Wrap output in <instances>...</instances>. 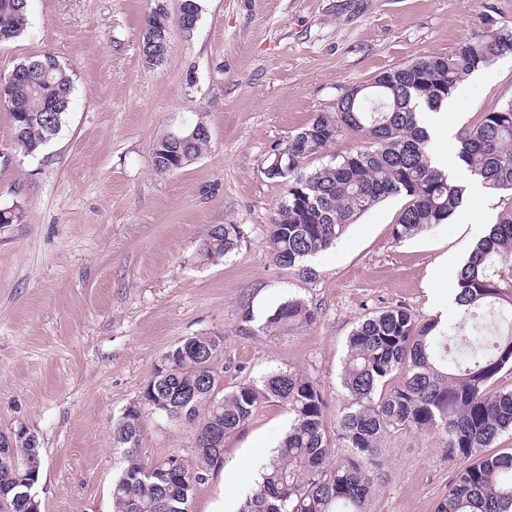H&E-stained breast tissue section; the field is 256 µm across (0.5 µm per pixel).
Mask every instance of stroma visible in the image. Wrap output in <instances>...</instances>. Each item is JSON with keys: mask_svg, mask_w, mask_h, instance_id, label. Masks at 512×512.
<instances>
[{"mask_svg": "<svg viewBox=\"0 0 512 512\" xmlns=\"http://www.w3.org/2000/svg\"><path fill=\"white\" fill-rule=\"evenodd\" d=\"M154 6L29 0L25 32L0 43V76L50 55L74 81L65 126L36 155L16 148L0 105V210L20 215L0 224V430L37 437L41 512H112L124 464L112 425L159 356L190 336L223 337L225 390L298 369L318 382L335 421L355 325L399 304L452 321L458 271L512 204L510 192L480 189L448 223L397 243L403 200L388 198L313 258L311 282L274 265L263 244L284 196L265 171L299 127L333 111L345 88L449 52L483 18L512 27V0H200L193 33L171 25L168 56L150 66L141 44ZM507 100L512 53L462 79L448 122L427 115L441 169L470 181L461 137ZM197 121L209 128L207 150L176 173L157 172L154 140ZM215 224L241 225L245 239L211 264L199 248ZM291 297L317 307V322L263 334ZM289 421L267 403L226 438L190 512H237ZM193 442V425L153 414L141 448L149 459H188ZM384 454L366 512H433L459 467L436 436L414 431L388 438Z\"/></svg>", "mask_w": 512, "mask_h": 512, "instance_id": "35a3bbf8", "label": "stroma"}]
</instances>
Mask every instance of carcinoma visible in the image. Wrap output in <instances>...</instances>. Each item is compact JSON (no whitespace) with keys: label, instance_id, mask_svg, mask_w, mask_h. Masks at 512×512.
Masks as SVG:
<instances>
[{"label":"carcinoma","instance_id":"cac0c4a2","mask_svg":"<svg viewBox=\"0 0 512 512\" xmlns=\"http://www.w3.org/2000/svg\"><path fill=\"white\" fill-rule=\"evenodd\" d=\"M0 0V42L26 28L28 0ZM512 52V29L486 28L458 41L444 54L429 55L376 74L363 88H347L332 112H319L288 141V160L271 163L265 174L285 184V195L264 244L273 262L306 280L316 279L311 258L331 247L364 213L393 196L405 204L393 225L402 242L445 224L462 206L466 187L432 166L429 135L418 126L419 105L436 111L461 79ZM50 56L19 64L21 76L0 80L14 143L26 155L43 150L65 123L73 79ZM344 137L356 145L330 148ZM169 134L153 143L156 171L180 170L197 160L210 139L173 148ZM320 159L312 170L307 162ZM460 161L485 187L512 192V101L478 114L461 138ZM237 224H215L200 256L219 262L240 246ZM454 303L459 321L475 325L463 361L448 358L456 324L420 320L404 305L374 312L347 339L341 373L345 403L328 426L318 383L304 372L274 369L259 380L224 392L216 361L221 336H192L159 357L138 401L125 408L112 428L125 465L111 489L113 512H189L198 486L224 456V440L240 430L268 402L288 409L287 433L263 467L238 512H365L384 466L383 443L398 431L436 436L458 470L434 512H512V448L482 455L512 433V389L494 382L512 368V207L503 209L487 236L473 248L457 276ZM506 325L482 334L478 311ZM318 310L291 298L270 314L262 330L278 335L316 323ZM157 410L194 425V463L179 455L150 460L142 455L145 410ZM347 453L331 459L335 444ZM0 470L17 464L27 478L41 475L35 437L13 436Z\"/></svg>","mask_w":512,"mask_h":512}]
</instances>
